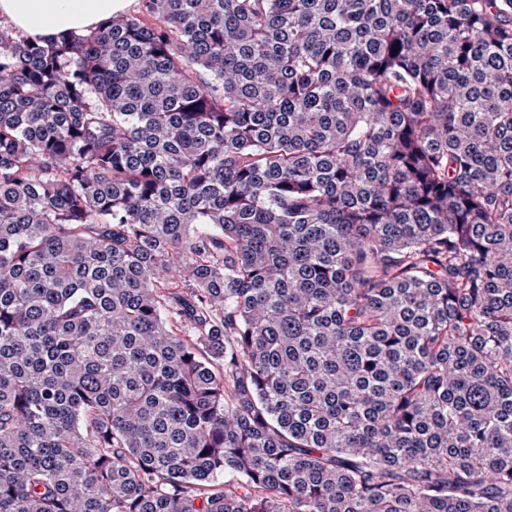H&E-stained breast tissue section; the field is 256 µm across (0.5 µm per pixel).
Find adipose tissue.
<instances>
[{
    "label": "adipose tissue",
    "instance_id": "adipose-tissue-1",
    "mask_svg": "<svg viewBox=\"0 0 512 512\" xmlns=\"http://www.w3.org/2000/svg\"><path fill=\"white\" fill-rule=\"evenodd\" d=\"M130 0H0V18L31 37L86 31L126 11Z\"/></svg>",
    "mask_w": 512,
    "mask_h": 512
}]
</instances>
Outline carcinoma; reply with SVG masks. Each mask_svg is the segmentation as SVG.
Returning a JSON list of instances; mask_svg holds the SVG:
<instances>
[{
	"label": "carcinoma",
	"instance_id": "obj_1",
	"mask_svg": "<svg viewBox=\"0 0 512 512\" xmlns=\"http://www.w3.org/2000/svg\"><path fill=\"white\" fill-rule=\"evenodd\" d=\"M137 2L0 26V512H512V0Z\"/></svg>",
	"mask_w": 512,
	"mask_h": 512
}]
</instances>
